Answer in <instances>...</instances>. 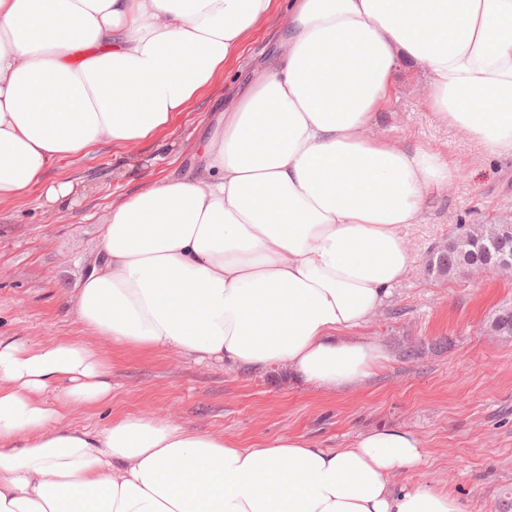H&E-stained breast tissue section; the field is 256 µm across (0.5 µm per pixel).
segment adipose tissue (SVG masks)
Returning <instances> with one entry per match:
<instances>
[{"mask_svg":"<svg viewBox=\"0 0 512 512\" xmlns=\"http://www.w3.org/2000/svg\"><path fill=\"white\" fill-rule=\"evenodd\" d=\"M271 4L0 0V202L102 140L152 137ZM279 43L201 175L111 210L74 310L114 346L349 392L387 358L352 334L411 272L403 229L456 176L442 152L373 129L410 66L436 123L512 157V0H290ZM111 398L88 344L0 336V512H467L398 482L424 458L401 428L246 448L143 415L77 430L57 410Z\"/></svg>","mask_w":512,"mask_h":512,"instance_id":"1","label":"adipose tissue"}]
</instances>
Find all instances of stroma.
<instances>
[{
  "label": "stroma",
  "instance_id": "1",
  "mask_svg": "<svg viewBox=\"0 0 512 512\" xmlns=\"http://www.w3.org/2000/svg\"><path fill=\"white\" fill-rule=\"evenodd\" d=\"M287 13L288 0H274L269 19L223 72L152 138L131 147L104 140L49 167L45 185L70 182L79 189L65 204L46 205L42 187L0 204V336L33 346L88 341L109 362L111 402L61 407L71 427L96 430L144 414L246 446L303 435L321 448H344L360 433L400 427L419 438L425 453L404 482L447 488L467 512H496L512 489V341L500 340L486 323L512 303V276L443 279L425 265L459 229L512 221V157L488 155L463 131L435 123L421 105L426 86L419 76L401 75L377 131L448 152L459 171L426 223L403 230L412 271L360 331L384 347L387 359L359 389H316L282 369L250 374L173 350L115 348L67 306L99 256L112 207L159 180L197 170L234 88L277 52Z\"/></svg>",
  "mask_w": 512,
  "mask_h": 512
}]
</instances>
